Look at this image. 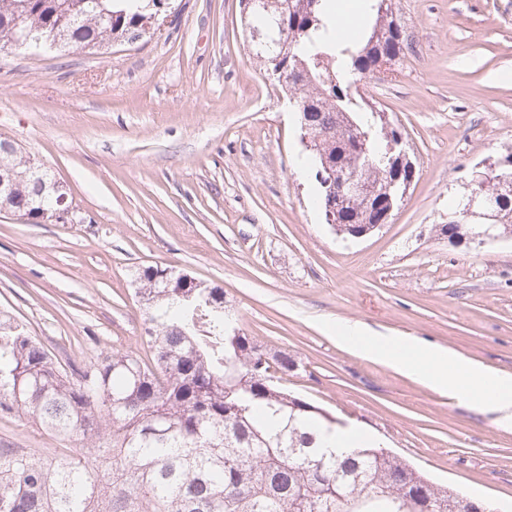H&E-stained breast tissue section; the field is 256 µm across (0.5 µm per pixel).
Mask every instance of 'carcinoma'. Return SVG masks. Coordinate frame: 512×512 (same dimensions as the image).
Wrapping results in <instances>:
<instances>
[{
  "label": "carcinoma",
  "instance_id": "obj_1",
  "mask_svg": "<svg viewBox=\"0 0 512 512\" xmlns=\"http://www.w3.org/2000/svg\"><path fill=\"white\" fill-rule=\"evenodd\" d=\"M367 19L355 34L336 35L332 0H272L254 16L266 34L255 55L282 52L288 66L309 75L299 100H315L312 120L328 133L310 165L327 160L375 180L388 134L373 126L371 108L352 87L372 71L378 49H413L396 15H379L366 0ZM157 0H0V53L17 49L23 34L59 52L98 53L142 37L141 20ZM381 47L370 46L376 28ZM355 123L367 137L348 131ZM15 172V189L0 208L22 205L41 222L40 167L0 153ZM380 210L341 211L348 224H371ZM149 353L116 351L97 364L62 368L26 325L0 317V415L23 417L62 440L86 447L49 456L0 448V512H411L405 489L425 476L383 448L339 457L322 451L319 434L336 420L281 381L296 367L230 326L224 289L193 288L169 267L138 272Z\"/></svg>",
  "mask_w": 512,
  "mask_h": 512
}]
</instances>
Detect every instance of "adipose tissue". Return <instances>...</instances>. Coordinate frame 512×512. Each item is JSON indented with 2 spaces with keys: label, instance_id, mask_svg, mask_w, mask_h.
<instances>
[{
  "label": "adipose tissue",
  "instance_id": "obj_1",
  "mask_svg": "<svg viewBox=\"0 0 512 512\" xmlns=\"http://www.w3.org/2000/svg\"><path fill=\"white\" fill-rule=\"evenodd\" d=\"M336 341L360 356L389 366L426 386L496 412L498 427L512 428L510 374L489 370L440 346L419 345L410 337L368 336L361 326L349 322L337 324Z\"/></svg>",
  "mask_w": 512,
  "mask_h": 512
}]
</instances>
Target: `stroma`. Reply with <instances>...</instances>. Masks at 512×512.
I'll return each mask as SVG.
<instances>
[{
  "mask_svg": "<svg viewBox=\"0 0 512 512\" xmlns=\"http://www.w3.org/2000/svg\"><path fill=\"white\" fill-rule=\"evenodd\" d=\"M92 55L0 53V139L50 168L74 221L0 212V312L55 361L144 353L138 268L224 291L235 325L298 367L285 386L436 484L512 512V432L337 344L336 325L409 336L512 374V239L440 231L472 168L512 153V0H399L415 36L362 93L410 144L415 178L381 229L337 234L303 164L287 89L248 51L241 0ZM62 440L0 420V448Z\"/></svg>",
  "mask_w": 512,
  "mask_h": 512,
  "instance_id": "35a3bbf8",
  "label": "stroma"
}]
</instances>
